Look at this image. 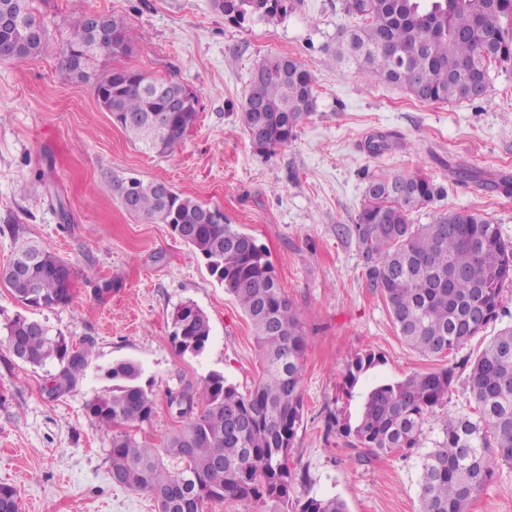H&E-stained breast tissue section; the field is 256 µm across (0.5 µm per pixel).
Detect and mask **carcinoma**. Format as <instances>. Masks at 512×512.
<instances>
[{
	"label": "carcinoma",
	"instance_id": "obj_1",
	"mask_svg": "<svg viewBox=\"0 0 512 512\" xmlns=\"http://www.w3.org/2000/svg\"><path fill=\"white\" fill-rule=\"evenodd\" d=\"M36 0H0V16L17 21L31 36L15 49L16 29H0V50L17 64L40 55L50 42ZM213 7L238 26L274 22L292 0H213ZM358 24L343 32L334 54L357 67L367 81L403 87L424 103L479 98L489 90L491 69L512 62V0H346ZM101 29L88 35L86 20L60 51L69 78H85L101 56L130 50L135 30L122 18L100 16ZM101 108L141 152L163 154L198 118V97L173 79L114 67L95 82ZM184 94L183 108L154 119ZM311 70L286 56L262 59L252 74L241 120L255 147L273 153L296 137L302 120L315 111ZM159 182L115 179L113 189L127 212L149 223L191 230L181 241L205 261L211 277L232 295L246 315L261 351V375L242 393L220 372L167 392L178 403V428L158 449L126 428L152 419L156 394L142 385L141 367L121 361L107 370L112 387L86 403L100 431L110 436L112 481L150 494L156 512H204L210 503L255 499L263 512H348L336 497H294L291 448L302 421V359L308 345L294 304L285 296L268 253L224 219V211ZM434 184L423 171L381 173L368 178L365 204L346 228L363 255L367 284L377 292L404 343L427 356L446 358L506 313L502 292L512 284V241L496 224L451 211L415 224L411 214L430 203ZM13 296L27 307L52 309L71 299V264L22 239L0 268ZM172 342L181 355L202 354L210 338L206 312L182 302L170 314ZM4 343L32 366L63 365V384L83 371L90 347H76L45 322L16 315L3 327ZM381 362L372 351L348 362L346 393ZM456 368L414 373L380 384L364 398L353 423L338 432L359 449V457L411 452L423 425L435 419L442 437L422 461L421 512H468L491 482L495 461H512V325L499 329L470 363L467 378L473 415L443 411ZM16 488L0 485V512H19Z\"/></svg>",
	"mask_w": 512,
	"mask_h": 512
}]
</instances>
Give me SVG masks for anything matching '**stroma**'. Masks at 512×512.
<instances>
[{"mask_svg":"<svg viewBox=\"0 0 512 512\" xmlns=\"http://www.w3.org/2000/svg\"><path fill=\"white\" fill-rule=\"evenodd\" d=\"M37 6L51 33L48 47L22 64L0 60V266L10 261L15 237L35 240L73 266L72 298L49 310L27 309L0 281V326L23 313L92 348L76 382L57 391L59 363H23L0 343V483L18 490L19 512H155L148 494L113 484L109 439L86 414V403L110 387L112 364L135 362L142 382L152 383L155 414L134 432L156 446L177 427L167 391L213 371L242 392L258 379L260 348L236 300L168 225L145 223L122 208L112 188L117 177L161 181L219 206L228 223L267 250L309 337L302 422L291 450L304 476L296 495L336 497L349 512H420L422 460L440 437L434 421L425 422L412 454L366 463L328 422L356 413L358 395L379 382L447 364L457 379L444 410L468 411V362L497 327L489 325L445 360L413 351L367 287L354 238L340 229L355 223L372 173L418 168L438 193L413 213L415 223L469 211L512 240V194L453 177L460 165L512 173V63L492 71L482 99L422 103L401 87L365 81L355 68L337 65L332 51L354 23L345 0H295L280 21L241 27L212 0H38ZM92 13L123 18L136 29L137 40L118 63L197 94L195 125L165 154L147 155L129 143L101 109L92 83L62 78L59 50ZM267 55H288L312 70L316 110L287 147L263 155L240 113L255 64ZM117 62L103 57L96 69ZM378 134L391 147L374 157L365 142ZM62 206L70 215L65 223ZM185 301L211 323L207 347L196 357L178 354L170 336L169 314ZM364 349L384 362L361 377L350 400L346 364ZM495 469L469 512H512V462L497 461Z\"/></svg>","mask_w":512,"mask_h":512,"instance_id":"35a3bbf8","label":"stroma"}]
</instances>
